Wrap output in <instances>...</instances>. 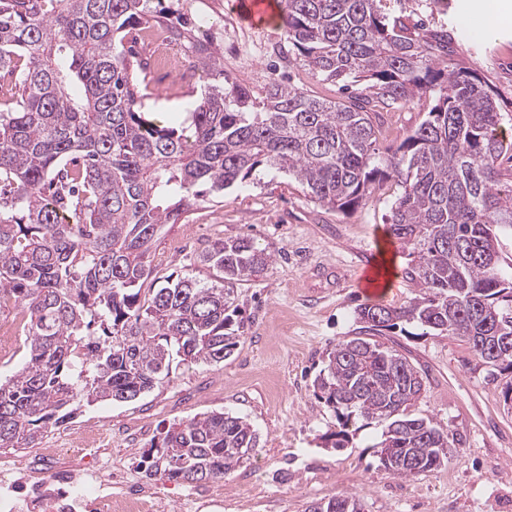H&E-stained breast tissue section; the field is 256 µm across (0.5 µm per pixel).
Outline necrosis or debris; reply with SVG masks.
I'll return each instance as SVG.
<instances>
[{
    "label": "necrosis or debris",
    "mask_w": 512,
    "mask_h": 512,
    "mask_svg": "<svg viewBox=\"0 0 512 512\" xmlns=\"http://www.w3.org/2000/svg\"><path fill=\"white\" fill-rule=\"evenodd\" d=\"M153 55L170 80H183L191 65L183 53L159 31L149 32ZM69 452L76 468L51 472L47 479H26L27 464L0 459V512H149L151 492L131 485L121 498L112 496V430L105 426L58 440L52 455Z\"/></svg>",
    "instance_id": "4bbe7bcc"
}]
</instances>
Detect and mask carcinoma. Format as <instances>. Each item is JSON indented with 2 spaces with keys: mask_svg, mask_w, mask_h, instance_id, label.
Wrapping results in <instances>:
<instances>
[{
  "mask_svg": "<svg viewBox=\"0 0 512 512\" xmlns=\"http://www.w3.org/2000/svg\"><path fill=\"white\" fill-rule=\"evenodd\" d=\"M177 0H0V73L21 93L0 112V311L26 316L25 361L0 381V450L35 448L44 433L97 402H129L163 383L172 363L220 364L239 342L236 287L273 262L249 238L199 256L219 273L141 294L165 224L259 168L293 177L315 204L346 212L376 181L403 188L389 233L413 256L419 293L401 306L363 304L360 336L336 344L313 381L343 429L385 424L381 465L401 479L448 459V432L407 413L423 391L408 357L375 340L401 322L465 339L483 363L512 372V276L492 227L512 231L502 188L501 114L490 90L457 70L448 30L410 26L384 0H285L280 26L326 81L361 91L320 100L281 81L255 97L224 78L220 48ZM166 28L213 81L178 124L142 111L149 60L141 32ZM435 96L424 120L381 149L371 113ZM152 466L193 483L222 479L255 456L259 435L224 410L174 422ZM307 512H361L349 494Z\"/></svg>",
  "mask_w": 512,
  "mask_h": 512,
  "instance_id": "cac0c4a2",
  "label": "carcinoma"
}]
</instances>
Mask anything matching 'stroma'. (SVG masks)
<instances>
[{
  "mask_svg": "<svg viewBox=\"0 0 512 512\" xmlns=\"http://www.w3.org/2000/svg\"><path fill=\"white\" fill-rule=\"evenodd\" d=\"M388 0L384 9L408 24L447 28L455 66L491 90L502 114L499 129L512 141V10L486 26L475 0ZM189 14L211 21L210 37L224 54V72L262 96L284 80L309 94L339 100L336 84L275 54L253 56L267 43L285 46L279 24L254 27L228 0H180ZM143 109L163 116L193 111L200 84L169 85L148 77ZM431 98L374 120L380 146L396 145L422 120ZM402 188L381 183L355 211L343 214L314 204L288 176L261 170L224 195L191 209L186 223L164 225L151 253L145 288L194 276L213 279L198 254L219 240L249 237L273 256L263 273L238 286L236 303L246 323L237 349L215 365L181 364L162 386L132 402H100L42 439L49 448L63 435L94 425L112 428V455L129 478L148 484L159 512H305L314 501L357 495L363 512H512V407L502 391L512 374L484 364L455 336L423 334L404 323L385 343L420 368L425 390L413 414L447 430L448 460L405 480L381 465L375 445L382 427L356 420L351 441L336 451L323 435L336 430L334 412L313 394L312 382L337 342L357 337L362 304L399 306L416 294L403 275L409 259L386 224ZM391 258L389 287L370 290L365 276ZM212 410L247 418L260 435L250 462L224 479L183 483L150 470V442L168 425Z\"/></svg>",
  "mask_w": 512,
  "mask_h": 512,
  "instance_id": "stroma-1",
  "label": "stroma"
}]
</instances>
